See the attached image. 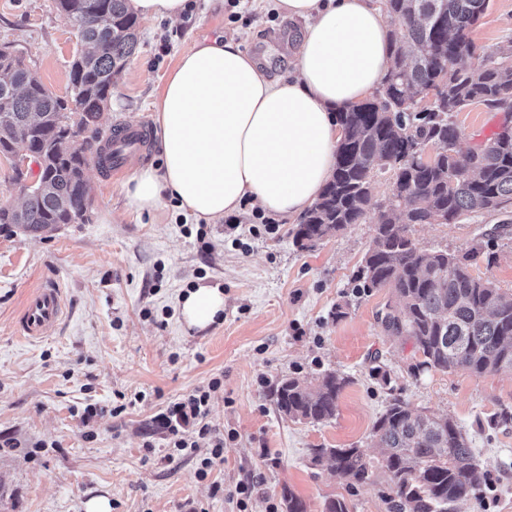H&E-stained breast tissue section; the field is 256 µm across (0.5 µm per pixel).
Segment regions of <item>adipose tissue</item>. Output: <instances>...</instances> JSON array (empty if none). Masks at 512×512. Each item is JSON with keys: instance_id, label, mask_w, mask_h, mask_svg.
<instances>
[{"instance_id": "ef3b65f1", "label": "adipose tissue", "mask_w": 512, "mask_h": 512, "mask_svg": "<svg viewBox=\"0 0 512 512\" xmlns=\"http://www.w3.org/2000/svg\"><path fill=\"white\" fill-rule=\"evenodd\" d=\"M301 20L292 72L270 75L242 38L217 35L183 54L157 104L159 167L122 186L128 205L152 212L164 201L198 220L257 207L299 220L332 179L341 140L337 114L382 86L391 26L373 0H274ZM224 311V291L198 283L181 304L187 328Z\"/></svg>"}]
</instances>
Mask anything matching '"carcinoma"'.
I'll list each match as a JSON object with an SVG mask.
<instances>
[{
  "mask_svg": "<svg viewBox=\"0 0 512 512\" xmlns=\"http://www.w3.org/2000/svg\"><path fill=\"white\" fill-rule=\"evenodd\" d=\"M55 7L81 43L69 65V95L46 88L22 57L0 54V153H37L43 185L17 207L1 204L0 224H19L34 236L51 224L85 223L92 198L79 191L83 165L111 156L100 132L76 149L68 134L98 116L138 46L127 0H55ZM488 7L489 0H383L392 26L391 69L379 97L339 113L336 172L294 235L308 248L361 223L374 183L393 173L395 191L377 205L358 281L367 292L391 289L378 321L421 354L410 365L414 375L434 369L481 377L512 368V300L469 272L478 251L461 259L426 252L409 236L411 225L435 216L457 224L475 213L512 209V129H500L475 151L444 152L432 166L405 158L415 140L457 143L454 117L470 105L512 116V52L496 57L466 39ZM464 56L473 63L458 64ZM347 384L334 372L309 382L283 378L273 390L275 405L290 419L329 421ZM373 432L386 449L377 466L357 448H316L314 459L328 458L337 475L357 483L382 470L394 487V512H448L474 489L473 450L451 418L414 412L395 397ZM282 503L285 512H307L288 487Z\"/></svg>",
  "mask_w": 512,
  "mask_h": 512,
  "instance_id": "carcinoma-1",
  "label": "carcinoma"
}]
</instances>
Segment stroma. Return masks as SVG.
Instances as JSON below:
<instances>
[{"label":"stroma","instance_id":"1","mask_svg":"<svg viewBox=\"0 0 512 512\" xmlns=\"http://www.w3.org/2000/svg\"><path fill=\"white\" fill-rule=\"evenodd\" d=\"M237 21H230V14ZM300 22L274 0H194L181 22L142 21L138 47L104 109L102 127L154 123L165 79L203 37H246L248 50L275 75L289 68ZM492 53L512 39V0H490L470 33ZM22 51L57 95L69 91L79 39L54 0H0V45ZM460 150L493 137L499 117L473 105L457 114ZM88 221L41 236L0 225V512H86L105 497L111 512H237L229 490L250 478L249 512H266L290 487L323 512L344 500L349 512H392L385 474L357 484L313 458L317 448H357L382 460L373 426L392 398L415 411L452 417L474 451L480 477L455 512H512V370L481 377L464 371L411 375L412 345L387 336L377 314L388 291H358L353 279L371 243L377 211L312 248L294 242V224L258 210L187 235L191 216L165 201L137 215L122 179L90 165ZM274 231H267V224ZM426 251L461 254L480 245L473 276L512 299V225L479 214L457 224H414ZM46 279L63 289L64 311L47 337L15 331L28 291ZM224 289V317L204 330L180 315L187 288ZM334 371L349 379L336 416L312 424L279 414L273 386L292 376ZM220 378L207 421L224 433V453L206 479L197 470L208 440L187 454L169 448L154 416L168 403ZM101 407L90 422L86 405ZM120 414H113L115 406Z\"/></svg>","mask_w":512,"mask_h":512}]
</instances>
